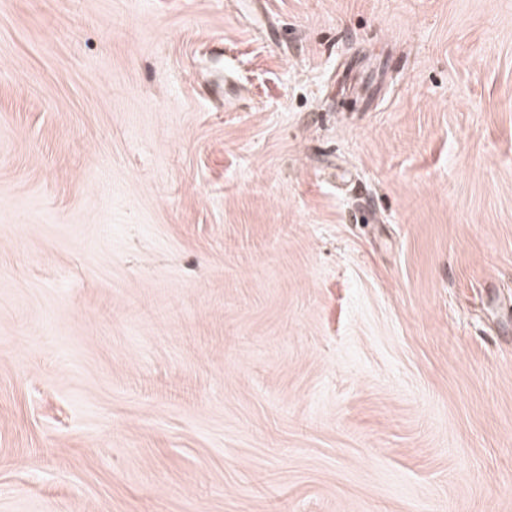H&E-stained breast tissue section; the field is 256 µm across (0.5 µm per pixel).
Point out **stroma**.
Here are the masks:
<instances>
[{
  "instance_id": "1",
  "label": "stroma",
  "mask_w": 512,
  "mask_h": 512,
  "mask_svg": "<svg viewBox=\"0 0 512 512\" xmlns=\"http://www.w3.org/2000/svg\"><path fill=\"white\" fill-rule=\"evenodd\" d=\"M0 512H512V0H0Z\"/></svg>"
}]
</instances>
